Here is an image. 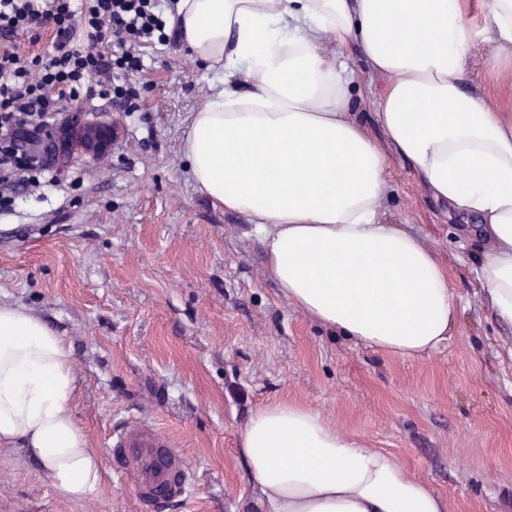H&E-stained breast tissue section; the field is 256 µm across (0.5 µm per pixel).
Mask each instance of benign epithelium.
<instances>
[{
  "mask_svg": "<svg viewBox=\"0 0 512 512\" xmlns=\"http://www.w3.org/2000/svg\"><path fill=\"white\" fill-rule=\"evenodd\" d=\"M118 137L116 123L91 119L81 109L68 112L54 127H18L15 144L24 158L64 171L79 152L101 156Z\"/></svg>",
  "mask_w": 512,
  "mask_h": 512,
  "instance_id": "7a95c632",
  "label": "benign epithelium"
}]
</instances>
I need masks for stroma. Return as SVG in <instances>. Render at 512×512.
<instances>
[{"instance_id":"1","label":"stroma","mask_w":512,"mask_h":512,"mask_svg":"<svg viewBox=\"0 0 512 512\" xmlns=\"http://www.w3.org/2000/svg\"><path fill=\"white\" fill-rule=\"evenodd\" d=\"M126 82L140 109L95 98L117 119L109 155L75 157L40 186L0 182V302L24 306L63 337L90 447L146 418L192 473L168 512H263L237 452L249 416L297 401L448 502V512H512V326L484 301L460 220L392 158L387 223L418 236L448 268L453 339L404 359L331 335L281 294L253 224L195 187L183 153L188 120L212 74L180 41L141 50ZM465 85L512 103V80L478 43ZM0 512H140L125 478L105 469L97 496L59 497L28 449L0 447Z\"/></svg>"}]
</instances>
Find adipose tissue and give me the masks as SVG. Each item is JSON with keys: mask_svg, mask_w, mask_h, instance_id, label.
<instances>
[{"mask_svg": "<svg viewBox=\"0 0 512 512\" xmlns=\"http://www.w3.org/2000/svg\"><path fill=\"white\" fill-rule=\"evenodd\" d=\"M177 0L185 47L218 77L184 153L197 190L247 216L283 295L354 344L414 358L452 338L448 268L384 221L391 158L487 243L479 282L512 324V119L463 88L478 41L512 68V0ZM359 60L384 77L363 91ZM369 107L375 128L361 120ZM62 336L0 302V446L27 448L64 498L98 494L104 471L76 421ZM238 452L264 512H448L397 459L319 412L277 401L250 416Z\"/></svg>", "mask_w": 512, "mask_h": 512, "instance_id": "adipose-tissue-1", "label": "adipose tissue"}]
</instances>
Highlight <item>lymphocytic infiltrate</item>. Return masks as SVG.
<instances>
[{"mask_svg": "<svg viewBox=\"0 0 512 512\" xmlns=\"http://www.w3.org/2000/svg\"><path fill=\"white\" fill-rule=\"evenodd\" d=\"M41 27L54 32L45 56L0 52V143L6 145L22 118L47 125L68 101L97 97L136 111V89L112 75L140 69L135 45L168 39L159 0H0V33Z\"/></svg>", "mask_w": 512, "mask_h": 512, "instance_id": "f902f5d3", "label": "lymphocytic infiltrate"}]
</instances>
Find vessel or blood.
Returning <instances> with one entry per match:
<instances>
[{
    "label": "vessel or blood",
    "mask_w": 512,
    "mask_h": 512,
    "mask_svg": "<svg viewBox=\"0 0 512 512\" xmlns=\"http://www.w3.org/2000/svg\"><path fill=\"white\" fill-rule=\"evenodd\" d=\"M112 461L146 512H166L185 496L190 476L182 454L154 429L131 421L112 439Z\"/></svg>",
    "instance_id": "obj_1"
}]
</instances>
